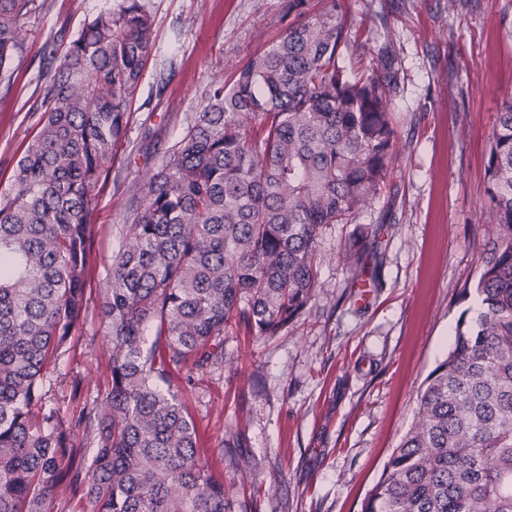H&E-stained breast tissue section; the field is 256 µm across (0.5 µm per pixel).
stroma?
<instances>
[{"label": "stroma", "mask_w": 512, "mask_h": 512, "mask_svg": "<svg viewBox=\"0 0 512 512\" xmlns=\"http://www.w3.org/2000/svg\"><path fill=\"white\" fill-rule=\"evenodd\" d=\"M110 0H42L0 82V191L41 128L38 111L49 49L64 50ZM156 51L131 110L132 156L112 165L95 199L100 269L120 240L128 191L156 168L160 148L219 78L269 47L286 26L283 0H144ZM346 63L364 45L397 58V160L387 188L358 223L374 228L364 271L353 275L343 245L353 231L323 233L318 288L306 311L278 335L224 339L222 366L196 374L185 401L212 472L236 491L234 512H360L366 492L411 427L422 386L446 357L452 328L473 317L479 255L491 219V133L512 88V0H349ZM54 398L72 412L73 378L83 394L111 380L106 340L84 334L54 370ZM246 442L245 466L223 452ZM260 488L251 501L247 490Z\"/></svg>", "instance_id": "1"}]
</instances>
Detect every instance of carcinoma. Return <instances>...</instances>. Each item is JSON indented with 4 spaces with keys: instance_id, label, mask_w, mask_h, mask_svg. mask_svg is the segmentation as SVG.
Masks as SVG:
<instances>
[{
    "instance_id": "cac0c4a2",
    "label": "carcinoma",
    "mask_w": 512,
    "mask_h": 512,
    "mask_svg": "<svg viewBox=\"0 0 512 512\" xmlns=\"http://www.w3.org/2000/svg\"><path fill=\"white\" fill-rule=\"evenodd\" d=\"M290 18L263 52L217 80L143 191L98 288L92 202L120 146L156 42L141 0L102 7L44 72L43 123L0 191V512H232L199 452L182 399L193 372L224 364V337L277 335L306 310L319 244L357 224L396 160L395 57L360 73L339 60L347 0ZM36 0H0V81ZM492 224L479 259L481 306L461 319L428 375L415 424L361 512H512V104L491 134ZM98 315L111 383L65 417L47 404L50 366Z\"/></svg>"
}]
</instances>
